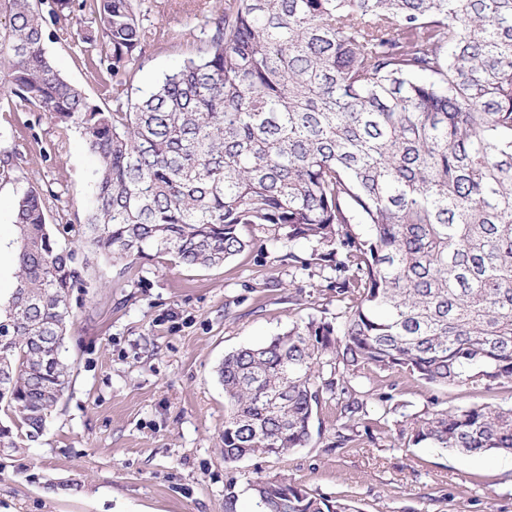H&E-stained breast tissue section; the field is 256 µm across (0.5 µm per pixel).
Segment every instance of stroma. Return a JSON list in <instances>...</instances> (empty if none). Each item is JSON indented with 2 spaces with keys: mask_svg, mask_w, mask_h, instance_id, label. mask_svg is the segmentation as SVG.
<instances>
[{
  "mask_svg": "<svg viewBox=\"0 0 512 512\" xmlns=\"http://www.w3.org/2000/svg\"><path fill=\"white\" fill-rule=\"evenodd\" d=\"M139 0L150 24L179 31L145 46L134 88L197 55L208 15L224 0ZM62 75L100 105L112 77L96 55L45 31ZM0 137L17 148L18 183L0 186V240L13 235L18 186L51 189L49 221L80 224L92 195L95 157L80 132L58 141L45 113L18 112ZM288 248L264 237L224 265H174L164 257L94 262L88 293L72 297L65 341L74 377L39 442L0 447V512H257L249 486L259 477L293 480L309 491L346 496L361 512H512V455L456 454L399 437L403 421L449 407L512 406V390L443 387L368 368L351 386L367 400V431L348 447L329 443L335 403L322 404L310 443L281 458L224 461L225 355L269 341L308 318L335 320L331 267H289ZM393 399L380 403L378 396ZM236 479L227 510L224 486Z\"/></svg>",
  "mask_w": 512,
  "mask_h": 512,
  "instance_id": "35a3bbf8",
  "label": "stroma"
}]
</instances>
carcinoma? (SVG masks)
I'll return each mask as SVG.
<instances>
[{"instance_id":"cac0c4a2","label":"carcinoma","mask_w":512,"mask_h":512,"mask_svg":"<svg viewBox=\"0 0 512 512\" xmlns=\"http://www.w3.org/2000/svg\"><path fill=\"white\" fill-rule=\"evenodd\" d=\"M48 21L97 50L112 107L55 67ZM206 26L199 56L134 95L137 52L158 39L137 0H0V114L37 108L97 160L75 247L58 246L43 189L17 191L0 446L38 440L71 383L70 296L91 287L90 259L220 266L252 245L248 226L290 265L334 263L344 309L224 357V462L305 447L334 399L329 448L347 447L368 414L350 379L369 366L512 388V0H224ZM19 160L0 153V184ZM400 434L512 454V407L443 409ZM251 490L261 512H360L285 478Z\"/></svg>"}]
</instances>
